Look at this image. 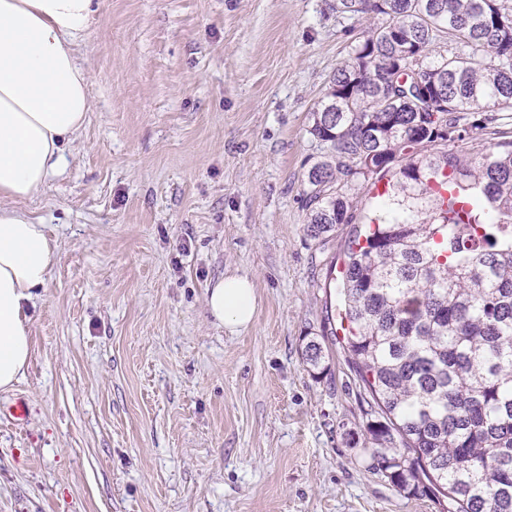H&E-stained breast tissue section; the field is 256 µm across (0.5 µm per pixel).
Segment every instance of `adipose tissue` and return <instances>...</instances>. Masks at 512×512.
Listing matches in <instances>:
<instances>
[{"instance_id": "adipose-tissue-1", "label": "adipose tissue", "mask_w": 512, "mask_h": 512, "mask_svg": "<svg viewBox=\"0 0 512 512\" xmlns=\"http://www.w3.org/2000/svg\"><path fill=\"white\" fill-rule=\"evenodd\" d=\"M96 0H0V390L23 377L31 357L28 308L45 287L58 244L17 209L68 165L93 110L90 75L77 42ZM206 310L224 329H248L255 289L225 274L206 290Z\"/></svg>"}]
</instances>
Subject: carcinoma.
<instances>
[{"instance_id": "1", "label": "carcinoma", "mask_w": 512, "mask_h": 512, "mask_svg": "<svg viewBox=\"0 0 512 512\" xmlns=\"http://www.w3.org/2000/svg\"><path fill=\"white\" fill-rule=\"evenodd\" d=\"M336 12L382 22L311 113L305 233L322 242L352 223L354 179L386 181L342 271L347 351L381 416L367 424L371 469L409 497L428 481L448 512H512V9L336 0ZM489 134L501 140L487 149ZM302 356L324 359L313 339Z\"/></svg>"}]
</instances>
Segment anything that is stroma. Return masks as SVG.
Instances as JSON below:
<instances>
[{
    "label": "stroma",
    "mask_w": 512,
    "mask_h": 512,
    "mask_svg": "<svg viewBox=\"0 0 512 512\" xmlns=\"http://www.w3.org/2000/svg\"><path fill=\"white\" fill-rule=\"evenodd\" d=\"M335 3L101 0L78 44L94 109L18 204L59 255L0 390V512H442L362 455L339 282L367 186L354 223L304 231L311 113L367 27ZM227 273L255 285L238 333L205 311Z\"/></svg>",
    "instance_id": "stroma-1"
}]
</instances>
